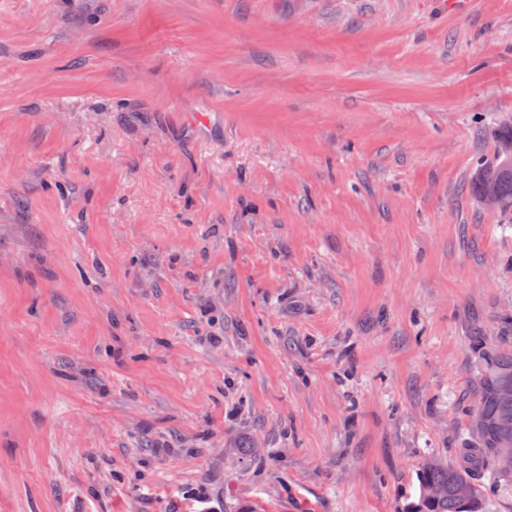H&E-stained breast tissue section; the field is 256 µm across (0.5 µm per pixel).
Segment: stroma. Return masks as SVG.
<instances>
[{
    "instance_id": "35a3bbf8",
    "label": "stroma",
    "mask_w": 512,
    "mask_h": 512,
    "mask_svg": "<svg viewBox=\"0 0 512 512\" xmlns=\"http://www.w3.org/2000/svg\"><path fill=\"white\" fill-rule=\"evenodd\" d=\"M510 124L512 0H0V512L417 501Z\"/></svg>"
}]
</instances>
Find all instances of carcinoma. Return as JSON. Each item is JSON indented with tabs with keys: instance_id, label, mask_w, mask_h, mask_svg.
Here are the masks:
<instances>
[{
	"instance_id": "cac0c4a2",
	"label": "carcinoma",
	"mask_w": 512,
	"mask_h": 512,
	"mask_svg": "<svg viewBox=\"0 0 512 512\" xmlns=\"http://www.w3.org/2000/svg\"><path fill=\"white\" fill-rule=\"evenodd\" d=\"M501 140L509 150L485 162L473 184V191L484 199L493 191L491 205L512 210V126ZM477 373L475 404L469 411L462 447L454 459L445 461L428 457L418 467V501L405 512H484L486 492L512 486V468L504 467L497 448L504 440L512 441V348L487 344L475 336ZM466 482L471 494L461 498L457 485Z\"/></svg>"
}]
</instances>
